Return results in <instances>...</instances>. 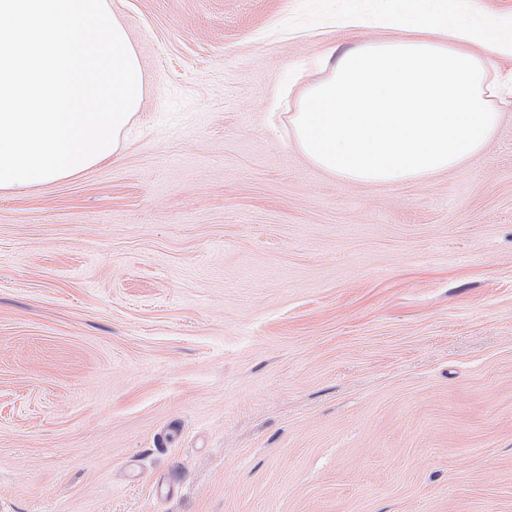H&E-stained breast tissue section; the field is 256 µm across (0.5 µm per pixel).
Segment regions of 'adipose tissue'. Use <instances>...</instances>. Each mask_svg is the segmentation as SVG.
I'll list each match as a JSON object with an SVG mask.
<instances>
[{
  "mask_svg": "<svg viewBox=\"0 0 512 512\" xmlns=\"http://www.w3.org/2000/svg\"><path fill=\"white\" fill-rule=\"evenodd\" d=\"M386 37L332 62L301 94L295 144L316 167L359 184L431 179L482 153L505 106L488 63L512 59V17L470 20L441 0H352L344 20Z\"/></svg>",
  "mask_w": 512,
  "mask_h": 512,
  "instance_id": "adipose-tissue-1",
  "label": "adipose tissue"
}]
</instances>
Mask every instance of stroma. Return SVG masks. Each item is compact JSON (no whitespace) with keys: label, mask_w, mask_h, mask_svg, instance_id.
Wrapping results in <instances>:
<instances>
[{"label":"stroma","mask_w":512,"mask_h":512,"mask_svg":"<svg viewBox=\"0 0 512 512\" xmlns=\"http://www.w3.org/2000/svg\"><path fill=\"white\" fill-rule=\"evenodd\" d=\"M117 157L0 195V512H512V106L402 185L297 150L350 0H111Z\"/></svg>","instance_id":"1"}]
</instances>
